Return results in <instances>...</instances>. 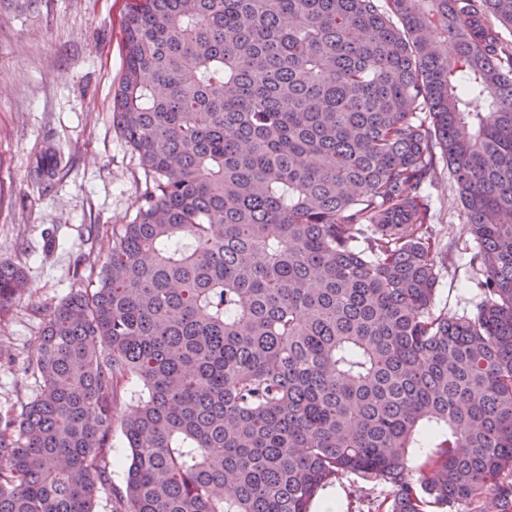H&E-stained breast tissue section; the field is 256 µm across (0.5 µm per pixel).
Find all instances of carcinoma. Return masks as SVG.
Masks as SVG:
<instances>
[{"instance_id": "carcinoma-1", "label": "carcinoma", "mask_w": 512, "mask_h": 512, "mask_svg": "<svg viewBox=\"0 0 512 512\" xmlns=\"http://www.w3.org/2000/svg\"><path fill=\"white\" fill-rule=\"evenodd\" d=\"M502 28L512 0H129L112 117L150 184L97 288L45 315L0 512H310L346 474L387 487L378 512H512ZM438 154L484 276L458 318L433 311ZM25 286L1 263L0 309ZM425 420L446 436L413 470ZM147 397L148 392L143 384L139 380H133L119 389L112 405L113 420L112 432L109 438V444L111 445L109 471L114 485L123 486L124 462L130 453L121 428V421L141 406Z\"/></svg>"}]
</instances>
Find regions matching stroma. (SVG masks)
Here are the masks:
<instances>
[{"label":"stroma","mask_w":512,"mask_h":512,"mask_svg":"<svg viewBox=\"0 0 512 512\" xmlns=\"http://www.w3.org/2000/svg\"><path fill=\"white\" fill-rule=\"evenodd\" d=\"M127 0H39L33 11H0V263L23 268L26 294L0 311V422L16 421L41 380L28 363L44 316L70 291L94 287L82 258L89 234L101 250L134 215L149 182L138 155L112 121L122 77ZM53 151L50 185L30 170ZM429 190L439 242L435 310L459 317L482 296L476 244L447 165ZM140 381L123 385L112 405L109 471L124 483L129 454L122 420L147 399ZM384 487L347 475L325 488L335 512H374Z\"/></svg>","instance_id":"1"}]
</instances>
